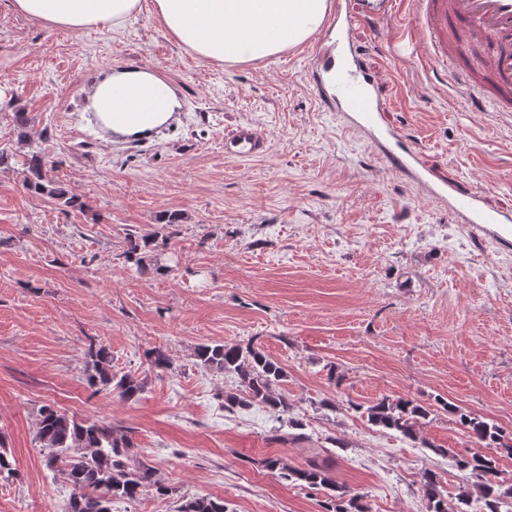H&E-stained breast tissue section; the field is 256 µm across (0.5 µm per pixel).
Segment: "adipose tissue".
<instances>
[{"mask_svg":"<svg viewBox=\"0 0 512 512\" xmlns=\"http://www.w3.org/2000/svg\"><path fill=\"white\" fill-rule=\"evenodd\" d=\"M19 13L70 30L123 26L141 0H10ZM332 0H152V13L181 45L218 62L275 56L310 41ZM91 105L117 134L144 138L180 107L176 91L148 69H124L98 80Z\"/></svg>","mask_w":512,"mask_h":512,"instance_id":"ef3b65f1","label":"adipose tissue"}]
</instances>
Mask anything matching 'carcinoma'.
<instances>
[{"label":"carcinoma","instance_id":"cac0c4a2","mask_svg":"<svg viewBox=\"0 0 512 512\" xmlns=\"http://www.w3.org/2000/svg\"><path fill=\"white\" fill-rule=\"evenodd\" d=\"M58 164L59 161L48 159L40 151L30 152L23 187L49 198L64 212L80 211L84 202L50 177ZM148 246L149 238L129 236L126 260L143 266L141 251ZM87 356L89 386L113 389L126 401L138 398L144 391L143 379L112 371V352L107 345L90 346ZM148 357L156 370L172 367L170 355L161 347L151 350ZM194 357L199 366L238 378L237 392L224 395L225 408L263 405L286 416L288 427L303 429V423L289 417L288 396L280 391L286 378L284 368L260 348L204 343L195 348ZM441 409L457 418L480 450L458 460V467L469 471L474 481L452 503L444 493L440 475L431 470L423 472L425 512H469L474 502L481 505L483 512H501V506L512 504V483L500 478L499 459L489 450L511 451L512 435L455 404L445 402ZM432 413L430 407L417 401H393L387 397L364 409L370 424L395 431L410 441L417 440L419 425ZM35 442L45 452L47 468L61 475L73 488L69 512H112L114 501L134 502L148 489L160 496L171 492L152 465L134 459V443L128 433L112 427L108 421L82 419L54 404H44L38 410ZM330 455L332 450L323 448L302 467L291 466L278 455L265 457L262 464L268 471L303 488L328 490L325 512H367L361 496L349 495L346 486L332 475L324 462ZM178 512H228V509L224 501L201 495L185 501Z\"/></svg>","mask_w":512,"mask_h":512}]
</instances>
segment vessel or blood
Returning <instances> with one entry per match:
<instances>
[{
    "label": "vessel or blood",
    "instance_id": "1",
    "mask_svg": "<svg viewBox=\"0 0 512 512\" xmlns=\"http://www.w3.org/2000/svg\"><path fill=\"white\" fill-rule=\"evenodd\" d=\"M413 23L407 37L419 48L431 71L454 70L468 102L490 100L497 111L512 112V0H412ZM399 0H380L371 10L366 0H334L329 34L336 50L315 49L309 78L321 106L336 113L346 127L360 132L397 174L423 195L450 211L457 223L512 243V215L490 207L476 188L460 192L447 176L425 162L421 142L386 121L387 102L377 94L368 49L354 40L358 27L396 13ZM267 150L264 134L251 125L232 129L225 155L247 160Z\"/></svg>",
    "mask_w": 512,
    "mask_h": 512
}]
</instances>
